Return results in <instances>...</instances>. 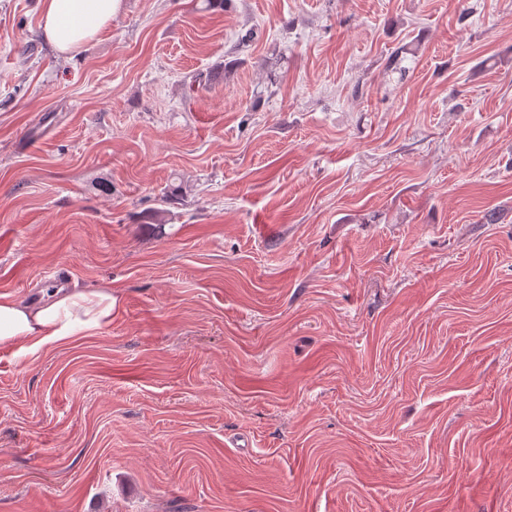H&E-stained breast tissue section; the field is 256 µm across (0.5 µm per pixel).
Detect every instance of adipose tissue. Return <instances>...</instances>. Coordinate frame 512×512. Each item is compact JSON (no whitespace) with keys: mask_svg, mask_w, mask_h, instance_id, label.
<instances>
[{"mask_svg":"<svg viewBox=\"0 0 512 512\" xmlns=\"http://www.w3.org/2000/svg\"><path fill=\"white\" fill-rule=\"evenodd\" d=\"M121 0H42L43 37L59 54L71 57L97 41L112 24ZM111 287L50 288L39 304L0 295V343L35 354L112 323Z\"/></svg>","mask_w":512,"mask_h":512,"instance_id":"adipose-tissue-1","label":"adipose tissue"}]
</instances>
